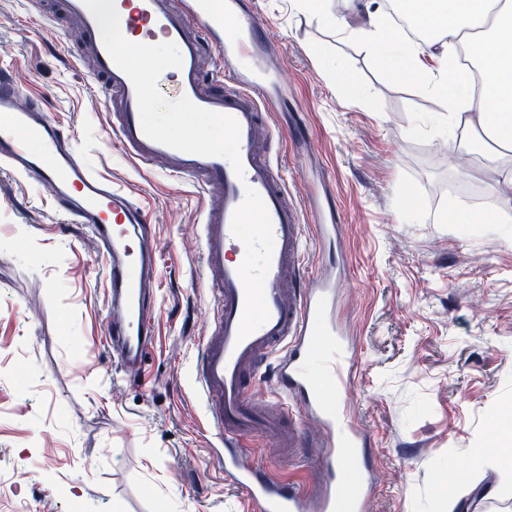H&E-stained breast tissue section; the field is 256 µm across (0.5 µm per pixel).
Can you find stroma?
Returning <instances> with one entry per match:
<instances>
[{
    "mask_svg": "<svg viewBox=\"0 0 512 512\" xmlns=\"http://www.w3.org/2000/svg\"><path fill=\"white\" fill-rule=\"evenodd\" d=\"M255 3L285 83L267 115L279 174L304 209L323 177L343 227L331 254L311 241L305 259L347 271L340 317L358 343L351 404L371 433L372 512H443L455 498L512 512V463L468 464L512 427V222L440 221L456 203L502 209L494 172L440 126L442 103L418 82L394 79L300 0ZM51 11L52 0H0V71L43 100L85 165L144 206L160 254L156 335L140 379L116 378L99 341L96 242L61 222L46 188L0 168V512H244L209 454L190 385L210 300L201 196L115 143L107 99ZM136 62L153 117L182 135L168 118L169 74L155 55ZM306 430L297 460L257 440L250 461L317 487L319 428ZM489 487L494 496L478 498Z\"/></svg>",
    "mask_w": 512,
    "mask_h": 512,
    "instance_id": "stroma-1",
    "label": "stroma"
}]
</instances>
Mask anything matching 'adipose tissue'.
Segmentation results:
<instances>
[{
	"label": "adipose tissue",
	"instance_id": "ef3b65f1",
	"mask_svg": "<svg viewBox=\"0 0 512 512\" xmlns=\"http://www.w3.org/2000/svg\"><path fill=\"white\" fill-rule=\"evenodd\" d=\"M307 11L363 42L396 79L419 75L423 87L443 98L441 121L449 129L484 135L489 162L512 168V0H409L414 18L435 38L422 46L389 20L382 0H361L358 25L324 11L323 0H302ZM480 44L477 58L486 80L474 92L465 72L448 73V57L460 44Z\"/></svg>",
	"mask_w": 512,
	"mask_h": 512
}]
</instances>
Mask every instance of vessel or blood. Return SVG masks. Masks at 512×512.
<instances>
[{
    "label": "vessel or blood",
    "mask_w": 512,
    "mask_h": 512,
    "mask_svg": "<svg viewBox=\"0 0 512 512\" xmlns=\"http://www.w3.org/2000/svg\"><path fill=\"white\" fill-rule=\"evenodd\" d=\"M60 12L76 21L80 54L108 90L112 134L124 151L141 165L163 161L204 199L200 251L210 303L194 383L225 478L243 491L248 512H338L343 503L349 512H371L369 472L355 485L349 475L370 436L352 411L335 405L352 394L358 369L356 344L339 317L341 284L304 267L306 241L329 248L339 227L320 208L302 213L275 171L272 129L262 119L272 105L259 65L265 24L237 11L235 0H183L178 9L172 0H112L108 24L94 0H61ZM159 38L175 49L178 103L210 116L229 144L171 136L150 117L145 74L133 57ZM208 54L221 57L223 70H204ZM19 97L17 82L0 75V165L41 183L59 213L96 239L106 278L100 341L125 378L139 377L155 336L159 270L147 214L86 168L40 100L22 108ZM269 360L277 394L265 401L256 387ZM297 405L325 436L315 492L246 457L255 438L303 447L302 432L285 425Z\"/></svg>",
    "instance_id": "vessel-or-blood-1"
}]
</instances>
